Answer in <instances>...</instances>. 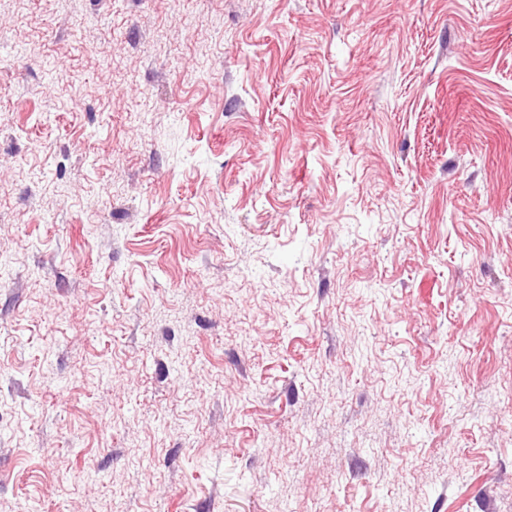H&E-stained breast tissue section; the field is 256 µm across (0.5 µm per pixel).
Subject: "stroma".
Returning <instances> with one entry per match:
<instances>
[{"mask_svg":"<svg viewBox=\"0 0 512 512\" xmlns=\"http://www.w3.org/2000/svg\"><path fill=\"white\" fill-rule=\"evenodd\" d=\"M0 512H512V0H0Z\"/></svg>","mask_w":512,"mask_h":512,"instance_id":"1","label":"stroma"}]
</instances>
